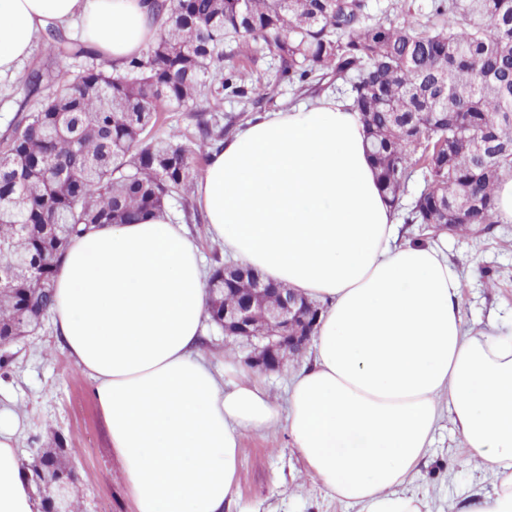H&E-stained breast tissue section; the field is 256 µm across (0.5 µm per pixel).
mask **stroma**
Segmentation results:
<instances>
[{
  "label": "stroma",
  "instance_id": "obj_1",
  "mask_svg": "<svg viewBox=\"0 0 512 512\" xmlns=\"http://www.w3.org/2000/svg\"><path fill=\"white\" fill-rule=\"evenodd\" d=\"M52 65L62 75L76 73L74 60L49 62L35 41L15 76L0 78V138L22 113L40 101L25 98L24 79L35 67ZM405 240H434L458 270L466 328L490 322L512 324V223L470 233L430 236L420 224L401 227ZM202 356L216 370L243 366L250 347L226 337L212 323L203 326ZM0 408L19 419L18 447L24 455L61 448L75 475L70 501L75 512H132L120 465L112 454L106 422L92 380L63 347L53 320L21 341L0 347ZM492 475L476 468L462 437L443 413L421 472L409 489L425 498L429 512H450L465 496L491 488ZM225 512H358L357 506L329 498L307 472L284 425L244 438L237 496Z\"/></svg>",
  "mask_w": 512,
  "mask_h": 512
}]
</instances>
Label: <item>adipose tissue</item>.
Listing matches in <instances>:
<instances>
[{"mask_svg": "<svg viewBox=\"0 0 512 512\" xmlns=\"http://www.w3.org/2000/svg\"><path fill=\"white\" fill-rule=\"evenodd\" d=\"M76 20L116 66L161 33L151 0H0V77L17 73L47 22ZM194 199L227 254L321 306L314 360L283 411L248 373L199 357L201 258L169 214L76 239L53 320L95 384L133 512H224L243 439L281 421L328 496L360 512H425L406 486L444 401L494 476L461 512H512V327L465 333L443 250L399 243L350 99L256 115L212 151ZM18 425L0 414V512H43Z\"/></svg>", "mask_w": 512, "mask_h": 512, "instance_id": "obj_1", "label": "adipose tissue"}]
</instances>
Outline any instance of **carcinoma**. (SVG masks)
Wrapping results in <instances>:
<instances>
[{"instance_id": "cac0c4a2", "label": "carcinoma", "mask_w": 512, "mask_h": 512, "mask_svg": "<svg viewBox=\"0 0 512 512\" xmlns=\"http://www.w3.org/2000/svg\"><path fill=\"white\" fill-rule=\"evenodd\" d=\"M159 38L122 69L110 64L58 79H25L40 108L0 142V346L51 313L58 262L99 224H132L171 199L191 208L199 161L231 132L204 118L226 98L260 107L267 93L224 46L261 40L278 57L277 79L309 91L338 82L369 138L377 180L394 209L421 170L425 188L406 221L437 233L498 223L495 191L512 176V0H432L416 16L394 0L375 15L367 0H154ZM50 59L94 49L46 27ZM197 113L196 147L159 113ZM208 281L241 288L212 267ZM233 296L209 295L219 325ZM33 483L74 472L56 453L37 455Z\"/></svg>"}]
</instances>
